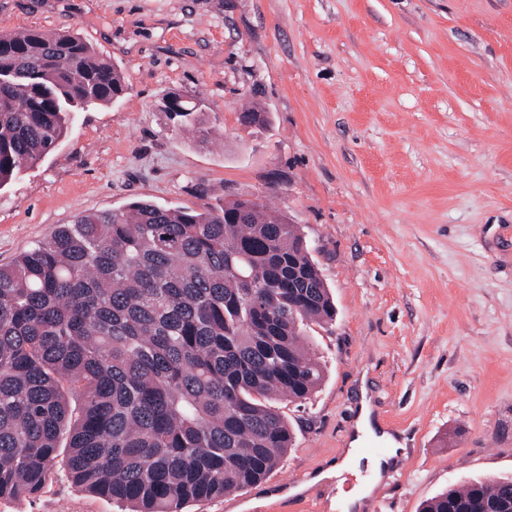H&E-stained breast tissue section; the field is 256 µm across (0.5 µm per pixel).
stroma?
Wrapping results in <instances>:
<instances>
[{
	"instance_id": "1",
	"label": "stroma",
	"mask_w": 512,
	"mask_h": 512,
	"mask_svg": "<svg viewBox=\"0 0 512 512\" xmlns=\"http://www.w3.org/2000/svg\"><path fill=\"white\" fill-rule=\"evenodd\" d=\"M75 33L127 87L0 189V264L91 210L257 196L299 225L336 317L294 446L189 512H336L362 394L403 453L373 499L418 512L512 475V0H0V31ZM199 102L208 141L166 99ZM267 114L246 129L245 103ZM0 512H126L58 478Z\"/></svg>"
}]
</instances>
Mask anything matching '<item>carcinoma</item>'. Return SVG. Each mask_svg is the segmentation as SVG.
Wrapping results in <instances>:
<instances>
[{
	"mask_svg": "<svg viewBox=\"0 0 512 512\" xmlns=\"http://www.w3.org/2000/svg\"><path fill=\"white\" fill-rule=\"evenodd\" d=\"M124 90L119 67L75 34L1 32L0 189L76 113ZM171 115L209 139L196 102ZM238 120L267 117L251 106ZM335 316L298 226L256 200L78 215L0 265V498L33 497L63 472L128 512H185L261 483L293 445L274 402H302L323 379L303 327ZM420 512H512V476L450 488Z\"/></svg>",
	"mask_w": 512,
	"mask_h": 512,
	"instance_id": "cac0c4a2",
	"label": "carcinoma"
}]
</instances>
